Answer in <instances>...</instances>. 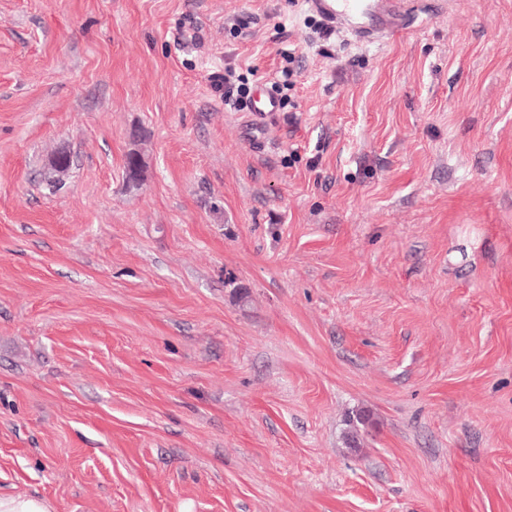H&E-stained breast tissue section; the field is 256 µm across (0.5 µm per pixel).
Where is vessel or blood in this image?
I'll list each match as a JSON object with an SVG mask.
<instances>
[{"label": "vessel or blood", "mask_w": 512, "mask_h": 512, "mask_svg": "<svg viewBox=\"0 0 512 512\" xmlns=\"http://www.w3.org/2000/svg\"><path fill=\"white\" fill-rule=\"evenodd\" d=\"M330 32L360 44L380 43L426 26L438 0H301ZM247 111L261 117L278 111L279 103L265 87H257Z\"/></svg>", "instance_id": "b4317fda"}]
</instances>
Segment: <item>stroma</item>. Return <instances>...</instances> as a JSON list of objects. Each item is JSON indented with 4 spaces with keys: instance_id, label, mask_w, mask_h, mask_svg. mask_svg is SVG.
Returning <instances> with one entry per match:
<instances>
[{
    "instance_id": "1",
    "label": "stroma",
    "mask_w": 512,
    "mask_h": 512,
    "mask_svg": "<svg viewBox=\"0 0 512 512\" xmlns=\"http://www.w3.org/2000/svg\"><path fill=\"white\" fill-rule=\"evenodd\" d=\"M447 2L0 0L1 496L512 512V0ZM324 28L360 44L380 43L422 28L438 0H301ZM277 111H279L278 101L275 97L270 95L262 85L256 88L245 107V112H252L258 117Z\"/></svg>"
}]
</instances>
